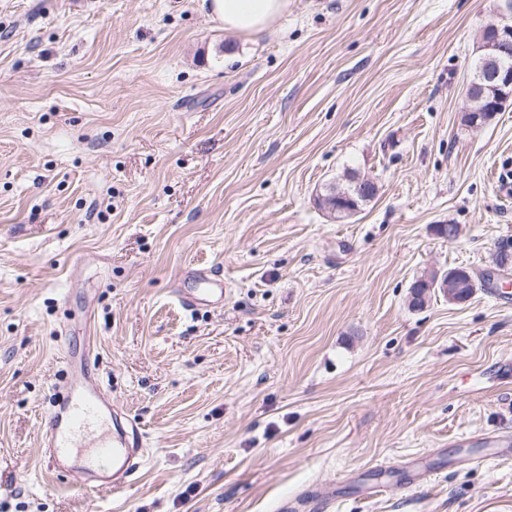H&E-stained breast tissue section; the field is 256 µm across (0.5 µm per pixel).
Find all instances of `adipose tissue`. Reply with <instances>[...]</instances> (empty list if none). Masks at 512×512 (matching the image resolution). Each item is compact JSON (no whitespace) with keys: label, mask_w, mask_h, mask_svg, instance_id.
<instances>
[{"label":"adipose tissue","mask_w":512,"mask_h":512,"mask_svg":"<svg viewBox=\"0 0 512 512\" xmlns=\"http://www.w3.org/2000/svg\"><path fill=\"white\" fill-rule=\"evenodd\" d=\"M289 0H202L201 7L225 30L247 35L269 29L288 10Z\"/></svg>","instance_id":"adipose-tissue-1"}]
</instances>
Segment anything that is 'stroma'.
Returning <instances> with one entry per match:
<instances>
[{
    "label": "stroma",
    "instance_id": "obj_1",
    "mask_svg": "<svg viewBox=\"0 0 512 512\" xmlns=\"http://www.w3.org/2000/svg\"><path fill=\"white\" fill-rule=\"evenodd\" d=\"M492 13L290 0L246 36L201 0H0V512H512V458L453 462L512 434V303L408 300L512 242V100L462 120ZM349 170L378 191L340 223ZM203 267L224 306L186 311ZM85 353L148 444L93 492L39 440Z\"/></svg>",
    "mask_w": 512,
    "mask_h": 512
}]
</instances>
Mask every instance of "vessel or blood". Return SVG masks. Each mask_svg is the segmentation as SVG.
I'll use <instances>...</instances> for the list:
<instances>
[{
  "mask_svg": "<svg viewBox=\"0 0 512 512\" xmlns=\"http://www.w3.org/2000/svg\"><path fill=\"white\" fill-rule=\"evenodd\" d=\"M202 288L177 293L176 300L185 310H195L206 297L221 292L219 277L202 275ZM73 381L55 390L52 409L42 426V439L55 471L77 476L83 487L120 486L137 471L146 447L140 422L113 402L97 376L86 365L71 367ZM109 421L112 434L101 439L89 457L75 453L77 434L92 425Z\"/></svg>",
  "mask_w": 512,
  "mask_h": 512,
  "instance_id": "vessel-or-blood-1",
  "label": "vessel or blood"
}]
</instances>
